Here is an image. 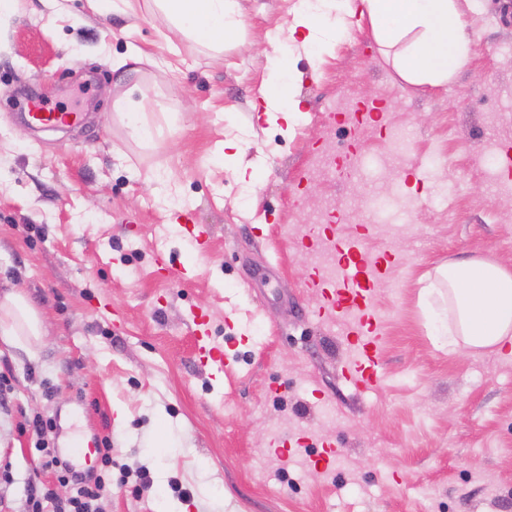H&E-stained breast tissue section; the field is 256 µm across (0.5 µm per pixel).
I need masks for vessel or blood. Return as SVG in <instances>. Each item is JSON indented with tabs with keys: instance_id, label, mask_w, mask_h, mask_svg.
Here are the masks:
<instances>
[{
	"instance_id": "b4317fda",
	"label": "vessel or blood",
	"mask_w": 512,
	"mask_h": 512,
	"mask_svg": "<svg viewBox=\"0 0 512 512\" xmlns=\"http://www.w3.org/2000/svg\"><path fill=\"white\" fill-rule=\"evenodd\" d=\"M27 118L35 126H53L78 122L79 113L58 112L39 100L27 104ZM312 245L331 250L336 255L338 273L327 276L314 271L306 286L319 295L317 318L339 324L354 357L343 368L345 379L352 385L370 390L378 387L380 345L383 339L373 309L377 288L388 277L394 264L391 256H368L358 240L341 239L334 225L319 227L311 238ZM192 331L197 340L201 359L216 369L224 367V349L210 340L209 323L204 314L193 313Z\"/></svg>"
}]
</instances>
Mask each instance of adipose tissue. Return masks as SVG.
<instances>
[{
	"instance_id": "ef3b65f1",
	"label": "adipose tissue",
	"mask_w": 512,
	"mask_h": 512,
	"mask_svg": "<svg viewBox=\"0 0 512 512\" xmlns=\"http://www.w3.org/2000/svg\"><path fill=\"white\" fill-rule=\"evenodd\" d=\"M157 12L186 38L211 49L240 41L245 30L238 0H152ZM374 38L394 50V63L408 82L447 83L469 60L470 36L457 0H361ZM350 0H298L288 27L289 44H302L312 58L347 29ZM278 104L268 123L294 129L303 116L301 101L283 68L269 74ZM423 297L441 319L452 347L512 351V271L485 258L451 261L427 275ZM0 334L39 336V320L21 293L0 300Z\"/></svg>"
}]
</instances>
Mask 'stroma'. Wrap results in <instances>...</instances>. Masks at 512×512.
Segmentation results:
<instances>
[{
    "label": "stroma",
    "instance_id": "obj_1",
    "mask_svg": "<svg viewBox=\"0 0 512 512\" xmlns=\"http://www.w3.org/2000/svg\"><path fill=\"white\" fill-rule=\"evenodd\" d=\"M511 1L460 0L473 48L439 87L402 79L367 22L320 60L284 53L296 0H240L244 41L220 52L169 30L148 0L109 15L19 0L0 18V298L19 288L43 329L0 335V512H28L32 485L71 496L41 468L42 443L111 477L101 512H512V355L449 349L421 300L426 274L452 259L512 270ZM284 55L305 112L290 134L264 116ZM128 92L152 139L116 109ZM343 96L382 100L381 125L333 123ZM29 97L84 121L35 129L18 109ZM398 129L413 140L404 158ZM230 140L259 173L246 199ZM315 142L386 165L319 171ZM159 176L181 207L156 195ZM330 219L399 260L375 298L383 384L370 391L344 379L349 346L305 286L320 252L303 237ZM196 310L233 378L200 364ZM39 417L54 422L40 438ZM104 439L108 469L85 455ZM326 445L336 457L322 470L311 458ZM142 466L136 494L121 479Z\"/></svg>",
    "mask_w": 512,
    "mask_h": 512
}]
</instances>
